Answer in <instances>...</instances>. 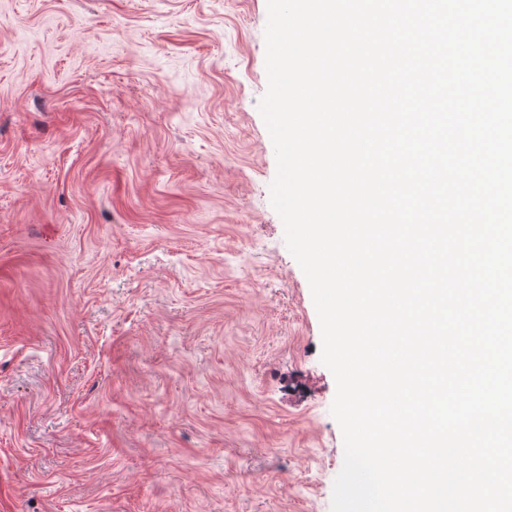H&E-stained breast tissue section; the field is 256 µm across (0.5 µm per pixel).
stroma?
Returning <instances> with one entry per match:
<instances>
[{
  "label": "stroma",
  "mask_w": 512,
  "mask_h": 512,
  "mask_svg": "<svg viewBox=\"0 0 512 512\" xmlns=\"http://www.w3.org/2000/svg\"><path fill=\"white\" fill-rule=\"evenodd\" d=\"M266 23L267 0H0V512H331Z\"/></svg>",
  "instance_id": "35a3bbf8"
}]
</instances>
